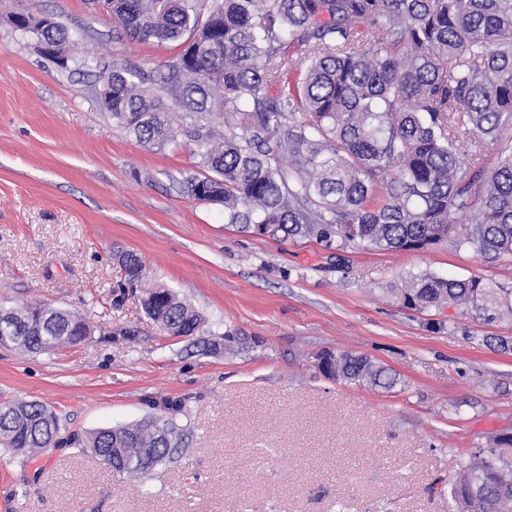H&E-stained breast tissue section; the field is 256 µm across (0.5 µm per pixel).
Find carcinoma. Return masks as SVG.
Instances as JSON below:
<instances>
[{
    "mask_svg": "<svg viewBox=\"0 0 512 512\" xmlns=\"http://www.w3.org/2000/svg\"><path fill=\"white\" fill-rule=\"evenodd\" d=\"M118 34L183 50L156 76L112 63L107 106L141 143L173 138L171 95L199 165L212 176L224 220L272 239L314 238L330 247L425 251L453 239L512 256V146L494 168L464 148L471 129L490 142L512 128V0H100ZM192 36L187 41L184 35ZM61 47L63 27L39 32ZM218 113L223 141L208 116ZM410 309L445 305L488 313L502 305L480 277L416 274L391 289ZM142 305L171 336L199 333L190 304L157 289ZM0 345L31 353L77 346L90 329L76 314L41 305L14 310ZM323 374L389 389L395 379L349 352ZM129 425L70 442L146 482L182 443L181 402ZM57 414L37 401L0 404V446L37 453L59 443ZM512 512V432L476 445L448 488V512Z\"/></svg>",
    "mask_w": 512,
    "mask_h": 512,
    "instance_id": "1",
    "label": "carcinoma"
}]
</instances>
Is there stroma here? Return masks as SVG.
Segmentation results:
<instances>
[{"label": "stroma", "mask_w": 512, "mask_h": 512, "mask_svg": "<svg viewBox=\"0 0 512 512\" xmlns=\"http://www.w3.org/2000/svg\"><path fill=\"white\" fill-rule=\"evenodd\" d=\"M68 32V68L45 57L20 15ZM89 0H0V308L40 303L81 315L85 344L0 346V403L38 401L64 443L33 457L0 447V512H448V486L474 442L512 429V310L424 312L390 294L404 278L480 277L512 300V256L447 242L375 252L276 241L224 221L187 191L203 176L184 134L147 145L113 122L99 66L166 70L177 44L116 37ZM169 289L205 320L165 334L128 288ZM233 333L234 350L205 342ZM365 355L389 390L318 368ZM183 402L184 442L147 491L68 445Z\"/></svg>", "instance_id": "obj_1"}]
</instances>
